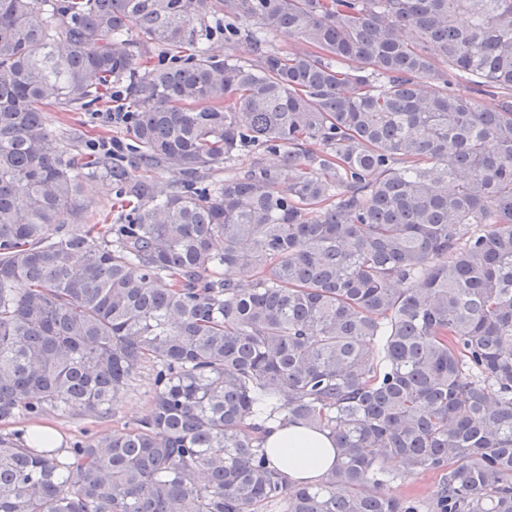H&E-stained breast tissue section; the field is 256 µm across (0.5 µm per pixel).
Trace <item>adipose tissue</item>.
<instances>
[{"label": "adipose tissue", "mask_w": 512, "mask_h": 512, "mask_svg": "<svg viewBox=\"0 0 512 512\" xmlns=\"http://www.w3.org/2000/svg\"><path fill=\"white\" fill-rule=\"evenodd\" d=\"M263 445L272 464L294 483L320 481L336 460L327 433L278 420L266 423Z\"/></svg>", "instance_id": "1"}]
</instances>
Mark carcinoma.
Returning <instances> with one entry per match:
<instances>
[{"label":"carcinoma","instance_id":"carcinoma-1","mask_svg":"<svg viewBox=\"0 0 512 512\" xmlns=\"http://www.w3.org/2000/svg\"><path fill=\"white\" fill-rule=\"evenodd\" d=\"M115 92L83 177L44 110ZM148 365L132 428L0 434V512H512V0H0V424ZM273 418L333 437L319 483ZM87 198L90 201L91 208L99 210L101 214H106L112 205L115 210L117 209V200L112 184L107 181H98L91 184L87 192ZM263 445L272 464L293 483H317L336 461L333 439L302 425L267 422ZM438 481L437 473L425 471L397 481L387 486L384 491L392 495H414L419 498H427L437 489Z\"/></svg>","mask_w":512,"mask_h":512}]
</instances>
